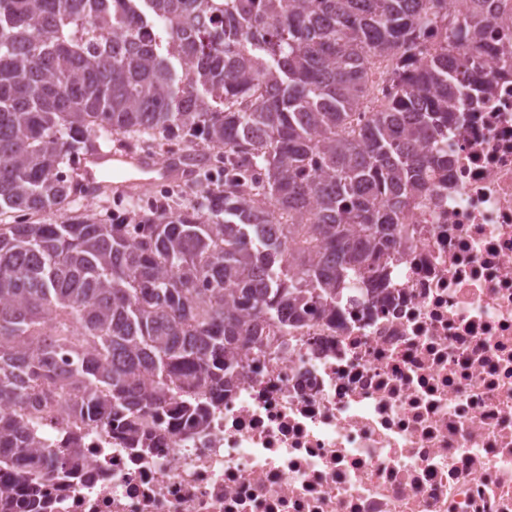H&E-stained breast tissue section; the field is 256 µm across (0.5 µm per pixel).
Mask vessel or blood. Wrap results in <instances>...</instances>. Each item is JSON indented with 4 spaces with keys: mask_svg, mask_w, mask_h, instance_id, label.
Listing matches in <instances>:
<instances>
[{
    "mask_svg": "<svg viewBox=\"0 0 512 512\" xmlns=\"http://www.w3.org/2000/svg\"><path fill=\"white\" fill-rule=\"evenodd\" d=\"M83 171L89 183L108 178L117 193L133 194L145 190L155 183L177 177L175 166L164 164L156 158L100 150L88 156Z\"/></svg>",
    "mask_w": 512,
    "mask_h": 512,
    "instance_id": "1",
    "label": "vessel or blood"
}]
</instances>
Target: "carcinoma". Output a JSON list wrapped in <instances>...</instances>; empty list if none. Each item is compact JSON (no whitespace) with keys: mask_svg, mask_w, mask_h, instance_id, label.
<instances>
[{"mask_svg":"<svg viewBox=\"0 0 512 512\" xmlns=\"http://www.w3.org/2000/svg\"><path fill=\"white\" fill-rule=\"evenodd\" d=\"M487 21L479 0H0V512L14 479L48 512L44 481L81 475L78 438L48 443L40 415L135 434L174 403L202 424L239 347L342 301L448 166V113L489 97L456 53ZM376 74L397 94L357 126ZM98 129L262 177L135 224L73 214Z\"/></svg>","mask_w":512,"mask_h":512,"instance_id":"cac0c4a2","label":"carcinoma"}]
</instances>
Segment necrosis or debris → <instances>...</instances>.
I'll use <instances>...</instances> for the list:
<instances>
[{"label":"necrosis or debris","instance_id":"1","mask_svg":"<svg viewBox=\"0 0 512 512\" xmlns=\"http://www.w3.org/2000/svg\"><path fill=\"white\" fill-rule=\"evenodd\" d=\"M488 14L490 100L439 138L411 235L340 308L239 350L203 426L159 407L138 449L43 421L83 452L50 512H512V0Z\"/></svg>","mask_w":512,"mask_h":512}]
</instances>
